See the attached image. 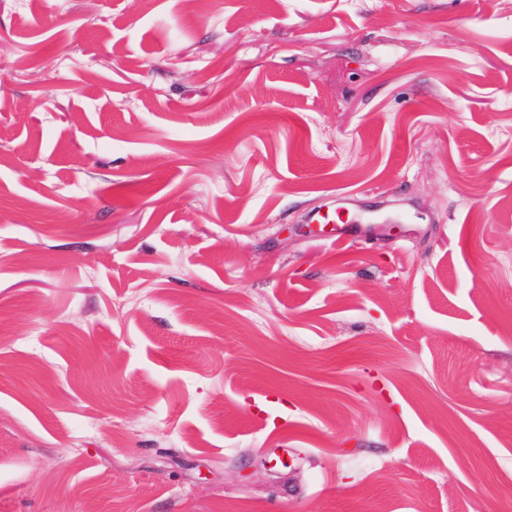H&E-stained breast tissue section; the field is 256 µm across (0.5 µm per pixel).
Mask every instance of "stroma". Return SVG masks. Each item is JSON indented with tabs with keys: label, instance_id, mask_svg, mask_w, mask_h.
<instances>
[{
	"label": "stroma",
	"instance_id": "35a3bbf8",
	"mask_svg": "<svg viewBox=\"0 0 512 512\" xmlns=\"http://www.w3.org/2000/svg\"><path fill=\"white\" fill-rule=\"evenodd\" d=\"M0 512H512V0H0Z\"/></svg>",
	"mask_w": 512,
	"mask_h": 512
}]
</instances>
